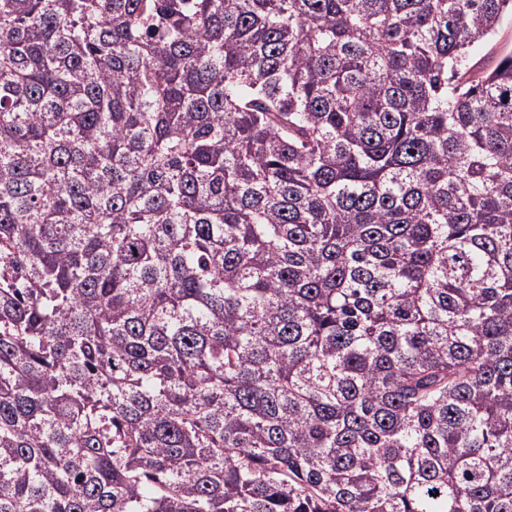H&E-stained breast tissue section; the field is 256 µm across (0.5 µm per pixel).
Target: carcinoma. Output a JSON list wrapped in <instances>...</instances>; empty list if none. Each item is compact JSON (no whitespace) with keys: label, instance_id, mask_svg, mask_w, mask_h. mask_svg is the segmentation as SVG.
<instances>
[{"label":"carcinoma","instance_id":"1","mask_svg":"<svg viewBox=\"0 0 512 512\" xmlns=\"http://www.w3.org/2000/svg\"><path fill=\"white\" fill-rule=\"evenodd\" d=\"M512 0H0V512H512ZM512 50V20L508 19L499 30L496 37L488 44L478 49L476 59L482 65H491Z\"/></svg>","mask_w":512,"mask_h":512}]
</instances>
